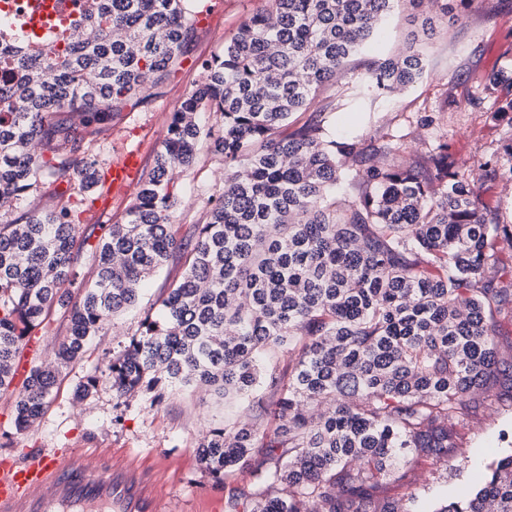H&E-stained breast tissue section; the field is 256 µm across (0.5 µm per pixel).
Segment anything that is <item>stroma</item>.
Here are the masks:
<instances>
[{"instance_id": "35a3bbf8", "label": "stroma", "mask_w": 512, "mask_h": 512, "mask_svg": "<svg viewBox=\"0 0 512 512\" xmlns=\"http://www.w3.org/2000/svg\"><path fill=\"white\" fill-rule=\"evenodd\" d=\"M457 18L435 22L432 34L422 32L421 9L398 6L383 21L372 47L359 53L344 78L357 86L366 77L368 64L378 55L394 54L414 41L424 50L426 72L400 97L375 102L370 111L338 106L335 89H327L312 106L316 112L335 111L336 134L340 137L369 134L396 113L411 117L414 139L411 148L441 137L448 153L471 168L490 163L495 174L476 185L480 209L495 213L501 223L512 225V157L502 147L512 142V126L485 122L481 114L490 105L475 88L477 78L499 70L512 73V0H450ZM268 0H206V12L182 70L158 89L147 104L126 108L109 129L93 135L92 149L104 163H111L124 149L139 148L143 170L153 166L156 151L165 137L171 112L185 94L199 84L200 61L223 53L224 46L243 21L267 9ZM432 115L435 122L421 126L420 116ZM222 164L202 153L190 170L176 175L173 192L181 202L182 214L174 230L186 236L205 208L208 198L222 187ZM139 184L95 201L82 216L81 229L88 237L78 262L79 283L70 285L72 297H80L81 285L93 275L92 247L105 225L122 220L135 201ZM141 315L131 312L117 319L104 335L88 342L80 361L63 371L41 418L28 430L15 431L13 405L20 385L0 389V460H25L29 451L82 448L91 452L119 450L155 465L164 474L163 490L174 512H196L198 503L223 501L224 486L204 473L198 463L197 437L205 423L222 422L224 403L216 396L193 389L165 395L158 404L144 397L117 398L111 388L98 387L84 401H76L74 390L96 369L105 367L139 326ZM477 406L459 421L454 437L459 446L455 458L442 464L418 459L405 485H381L377 502L400 499L405 487L427 484L420 512H436L445 501L461 491L476 487L475 478L504 455L512 453V387L494 386L478 392Z\"/></svg>"}]
</instances>
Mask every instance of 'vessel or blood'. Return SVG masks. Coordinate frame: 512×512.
<instances>
[{
    "label": "vessel or blood",
    "mask_w": 512,
    "mask_h": 512,
    "mask_svg": "<svg viewBox=\"0 0 512 512\" xmlns=\"http://www.w3.org/2000/svg\"><path fill=\"white\" fill-rule=\"evenodd\" d=\"M17 16L27 36L43 37L76 15L75 0H26ZM142 170V156L132 149L113 161L109 184L122 189ZM156 468L124 454L112 455L104 471L88 473L83 453L36 454L22 462L0 463V512H170Z\"/></svg>",
    "instance_id": "b4317fda"
}]
</instances>
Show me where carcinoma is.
Returning <instances> with one entry per match:
<instances>
[{"instance_id":"carcinoma-1","label":"carcinoma","mask_w":512,"mask_h":512,"mask_svg":"<svg viewBox=\"0 0 512 512\" xmlns=\"http://www.w3.org/2000/svg\"><path fill=\"white\" fill-rule=\"evenodd\" d=\"M202 62L203 81L171 113L154 165L123 219L95 246L94 278L74 302L88 238L83 206L107 171L83 133L111 125L145 90L174 77L196 37L201 0H85L79 18L46 41L0 28V199L26 209L0 224V388L10 384L32 333L54 306L69 313L54 363L35 366L14 404L28 430L43 413L59 369L79 361L90 338L137 308L143 283L188 256L179 283L147 314L101 375L119 398L201 388L248 403L243 422L207 425L198 460L227 488L224 512H414L378 507L372 492L405 478L413 456L447 462L448 429L469 414L474 390L496 381L490 318L512 319V282L498 255L512 226L481 212L476 174L434 140L411 151L403 136L336 138L321 112L291 135V116L346 73L350 58L398 4L417 0H269ZM408 46L374 65L360 102L395 95L422 77ZM498 72L478 85L494 94ZM214 117L210 127L199 113ZM512 113L494 99L486 118ZM224 165L189 238L173 224L176 175L202 144ZM64 180L67 187L57 186ZM53 188L55 208L27 201ZM288 354V373L274 356ZM512 512V454L438 512Z\"/></svg>"}]
</instances>
